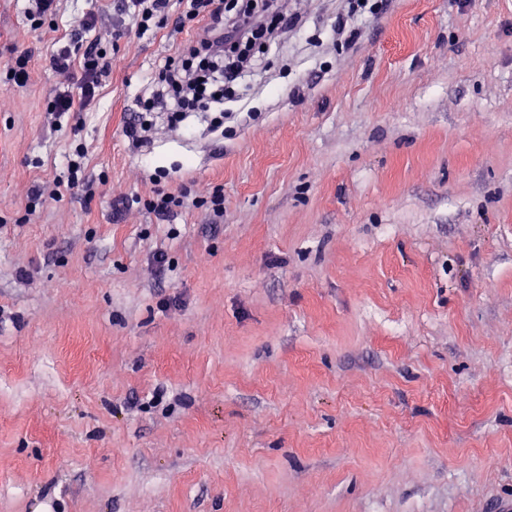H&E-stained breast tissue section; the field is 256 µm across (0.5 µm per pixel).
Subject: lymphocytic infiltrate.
I'll return each mask as SVG.
<instances>
[{
    "label": "lymphocytic infiltrate",
    "mask_w": 512,
    "mask_h": 512,
    "mask_svg": "<svg viewBox=\"0 0 512 512\" xmlns=\"http://www.w3.org/2000/svg\"><path fill=\"white\" fill-rule=\"evenodd\" d=\"M113 9L143 33L167 26L179 33L192 22L203 26L195 40L150 77L151 94L136 98L125 127L126 137L136 145L148 139L146 113L158 109L167 112L175 126L189 113L203 110L212 113L213 130L223 129L226 93L244 72L261 63L250 51L252 44L259 39L275 44L301 20L299 14L275 11L273 0H114ZM49 63L54 71L79 73L75 89L60 90L50 103L52 125L59 129L71 112L91 104L112 63L94 42L79 55L61 47Z\"/></svg>",
    "instance_id": "obj_1"
}]
</instances>
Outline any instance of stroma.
<instances>
[{
	"instance_id": "1",
	"label": "stroma",
	"mask_w": 512,
	"mask_h": 512,
	"mask_svg": "<svg viewBox=\"0 0 512 512\" xmlns=\"http://www.w3.org/2000/svg\"><path fill=\"white\" fill-rule=\"evenodd\" d=\"M279 6L301 27L223 141L157 114L135 148L126 108L191 31L0 0V512L512 504V0H388L350 46L343 0ZM94 40L111 74L51 132L55 44ZM79 143L91 190L55 197ZM216 185L218 224L145 206Z\"/></svg>"
}]
</instances>
